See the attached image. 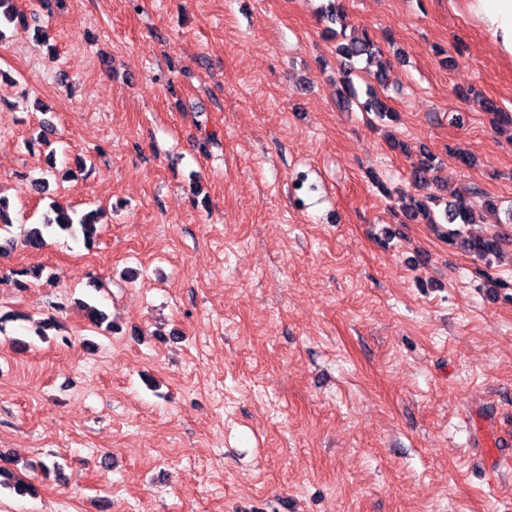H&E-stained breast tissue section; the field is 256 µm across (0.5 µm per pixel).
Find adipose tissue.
Wrapping results in <instances>:
<instances>
[{
	"mask_svg": "<svg viewBox=\"0 0 512 512\" xmlns=\"http://www.w3.org/2000/svg\"><path fill=\"white\" fill-rule=\"evenodd\" d=\"M479 30L496 54L512 61V0H448Z\"/></svg>",
	"mask_w": 512,
	"mask_h": 512,
	"instance_id": "1",
	"label": "adipose tissue"
}]
</instances>
